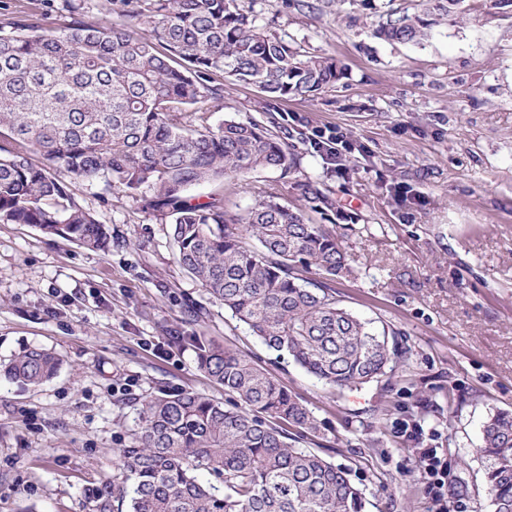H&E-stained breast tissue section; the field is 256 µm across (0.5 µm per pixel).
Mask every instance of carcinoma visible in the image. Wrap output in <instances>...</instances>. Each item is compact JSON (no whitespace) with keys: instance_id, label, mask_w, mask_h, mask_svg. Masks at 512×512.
Instances as JSON below:
<instances>
[{"instance_id":"carcinoma-1","label":"carcinoma","mask_w":512,"mask_h":512,"mask_svg":"<svg viewBox=\"0 0 512 512\" xmlns=\"http://www.w3.org/2000/svg\"><path fill=\"white\" fill-rule=\"evenodd\" d=\"M140 2L132 17L148 26L142 34L83 20L75 0L77 17L60 31H46L34 9L0 15V223L106 253L112 233L73 181L120 187L168 221L179 265L268 347L338 389L392 377L409 353L401 332L344 306L333 284L354 274L345 235L306 218L308 209L336 213L334 194L299 176L300 154L278 133L191 110L224 100L218 75L256 86L268 105L311 100L342 77L339 61L264 30L235 0ZM463 3L391 10L376 35L419 42L434 13L458 15ZM266 170L291 181L299 206L272 197L238 218L215 195H188ZM178 342L240 403L194 390L143 400L123 468L107 479L116 512H364L348 471L299 447L319 425L295 395L226 347ZM60 365L51 351L26 349L0 376L39 386ZM479 452L493 512H512L511 414L485 423Z\"/></svg>"}]
</instances>
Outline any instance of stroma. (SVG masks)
Returning a JSON list of instances; mask_svg holds the SVG:
<instances>
[{"label":"stroma","instance_id":"1","mask_svg":"<svg viewBox=\"0 0 512 512\" xmlns=\"http://www.w3.org/2000/svg\"><path fill=\"white\" fill-rule=\"evenodd\" d=\"M259 25L344 67L316 101L261 109L256 87L224 86L216 118L269 126L330 189L357 275L336 282L354 313L402 334L409 360L391 390H339L270 350L211 302L177 263L168 226L125 191L78 182L109 227L102 253L27 224H0V362L25 347L62 360L49 383L0 379V512H112L104 477L138 424L141 401L196 390L224 399L181 344L202 336L271 373L317 418L309 449L346 467L366 512H432L400 425L418 421L446 459L454 512H491L483 424L512 412V9L466 0L421 43L374 35L416 0H237ZM348 140L342 173L310 147L313 129ZM246 217L261 199L293 206L278 172L194 188Z\"/></svg>","mask_w":512,"mask_h":512}]
</instances>
